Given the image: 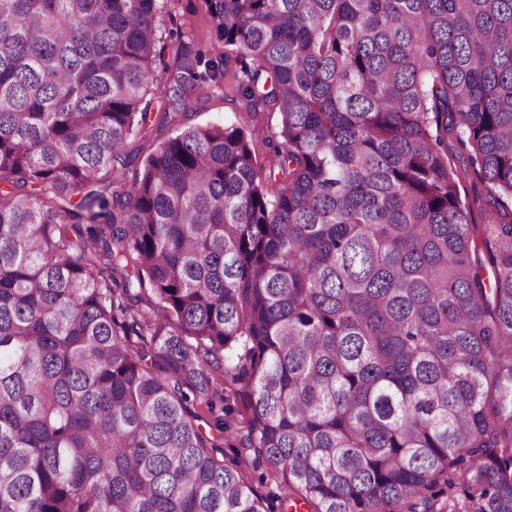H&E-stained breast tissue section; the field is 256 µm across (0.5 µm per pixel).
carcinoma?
<instances>
[{"label":"carcinoma","mask_w":512,"mask_h":512,"mask_svg":"<svg viewBox=\"0 0 512 512\" xmlns=\"http://www.w3.org/2000/svg\"><path fill=\"white\" fill-rule=\"evenodd\" d=\"M204 2L0 0V512H512V0ZM169 12L159 16L158 26L163 36L175 29H190L197 35L196 46L208 57H223L224 44L210 36L205 19L206 8L203 0H175ZM189 112L191 114L187 121L194 124L211 123H235L245 124L251 128L256 127L258 134L256 149L261 173L264 177L268 175V159H271L270 146L268 140L275 143L279 137V115L277 112H264L253 117L243 112L237 103L224 100V96L213 94L201 107ZM147 130L142 133V137H138L128 145V150L136 155L137 160L134 166L126 170V180L131 183L135 178V170L138 163L151 154L159 145V143L167 137V128H160L152 122L146 125Z\"/></svg>","instance_id":"1"}]
</instances>
